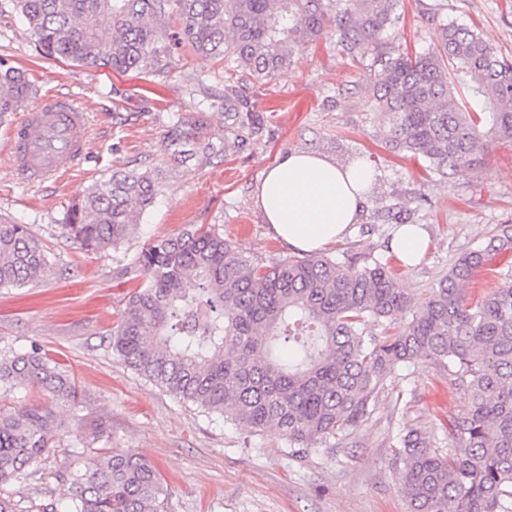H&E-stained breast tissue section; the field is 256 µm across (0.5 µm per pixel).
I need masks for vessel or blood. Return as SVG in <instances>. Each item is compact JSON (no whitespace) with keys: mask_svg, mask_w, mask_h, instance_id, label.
<instances>
[{"mask_svg":"<svg viewBox=\"0 0 512 512\" xmlns=\"http://www.w3.org/2000/svg\"><path fill=\"white\" fill-rule=\"evenodd\" d=\"M87 108L70 95H53L26 111L9 130L13 169L32 184L82 168L89 146Z\"/></svg>","mask_w":512,"mask_h":512,"instance_id":"b4317fda","label":"vessel or blood"}]
</instances>
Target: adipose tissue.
Segmentation results:
<instances>
[{"label": "adipose tissue", "mask_w": 512, "mask_h": 512, "mask_svg": "<svg viewBox=\"0 0 512 512\" xmlns=\"http://www.w3.org/2000/svg\"><path fill=\"white\" fill-rule=\"evenodd\" d=\"M367 169L359 163L343 170L317 155L290 152L265 176L258 207L281 240L304 252L318 251L356 223Z\"/></svg>", "instance_id": "1"}]
</instances>
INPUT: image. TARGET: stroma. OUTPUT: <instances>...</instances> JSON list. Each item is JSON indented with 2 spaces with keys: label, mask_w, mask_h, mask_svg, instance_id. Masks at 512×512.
<instances>
[{
  "label": "stroma",
  "mask_w": 512,
  "mask_h": 512,
  "mask_svg": "<svg viewBox=\"0 0 512 512\" xmlns=\"http://www.w3.org/2000/svg\"><path fill=\"white\" fill-rule=\"evenodd\" d=\"M505 0H400L395 43L420 52L435 47L443 15L476 29L512 58V13ZM0 0V61L23 69L33 86L32 108L56 93L77 97L90 111L87 163L57 182L30 185L9 162L0 121V218L29 225L50 253L53 269L36 285L0 288V351L39 346L75 376L80 410L35 390L0 394L20 408L55 405L61 425L46 466L83 467L90 448L130 449L157 467L168 487V512H407L400 476L392 467L396 436L417 427L448 445V418L466 408L443 366L425 359L394 369L367 420L350 435L313 442L304 457L276 428L251 432L165 390L124 365L110 332L129 285L113 272L154 240L192 224L215 225L246 254L269 263L293 255L264 221L256 199L266 173L284 154L319 155L336 166L365 161L376 176L359 220L345 239L324 248L337 261L390 257L396 223L387 205L408 209L430 246L421 261L395 264L403 288L422 299L427 288L467 251L484 248L499 225L512 224V147L491 144L480 165L446 179L428 176L424 162L385 148L378 116L361 91V58L323 36L267 83L247 81L264 118L262 138L230 156L179 165L167 151L171 122L197 114L203 99L224 94V63L181 48L164 80L119 75L42 55L24 18ZM210 80L194 85L192 75ZM150 160L165 169L164 191L115 250L91 254L69 239L62 219L70 203L112 172Z\"/></svg>",
  "instance_id": "stroma-1"
}]
</instances>
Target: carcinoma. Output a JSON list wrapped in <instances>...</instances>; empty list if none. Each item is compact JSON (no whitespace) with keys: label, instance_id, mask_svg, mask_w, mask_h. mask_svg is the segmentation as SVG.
Returning a JSON list of instances; mask_svg holds the SVG:
<instances>
[{"label":"carcinoma","instance_id":"obj_1","mask_svg":"<svg viewBox=\"0 0 512 512\" xmlns=\"http://www.w3.org/2000/svg\"><path fill=\"white\" fill-rule=\"evenodd\" d=\"M40 50L87 68L167 78L176 51L226 61L223 147L202 119L166 133L184 161L235 153L264 132L260 113L230 72L270 81L327 32L352 54L371 50L366 103L385 147L417 157L440 178L480 164L492 142L512 145V60L476 29L441 21L437 46L415 55L389 42L398 0H11ZM469 99L460 100L457 88ZM32 93L23 72L0 64V120ZM161 167L119 170L66 210L62 228L87 251L117 249L161 193ZM512 249L502 224L483 250L462 253L414 303L388 263L325 255L268 264L215 226L156 240L116 268L133 283L111 331L132 370L174 397L260 431L275 427L294 453L349 434L370 414L391 371L418 359L448 368L467 409L448 420V447L410 428L392 464L409 512H512V276L472 302L474 272ZM52 270L28 225L0 220V288H22ZM382 330L373 334L368 325ZM38 389L72 410L74 378L40 349L0 353V390ZM58 428L51 406L0 404V512H22L4 490L35 474L67 486L68 503L34 512H165L156 467L129 450L93 454L85 471L44 468Z\"/></svg>","mask_w":512,"mask_h":512}]
</instances>
